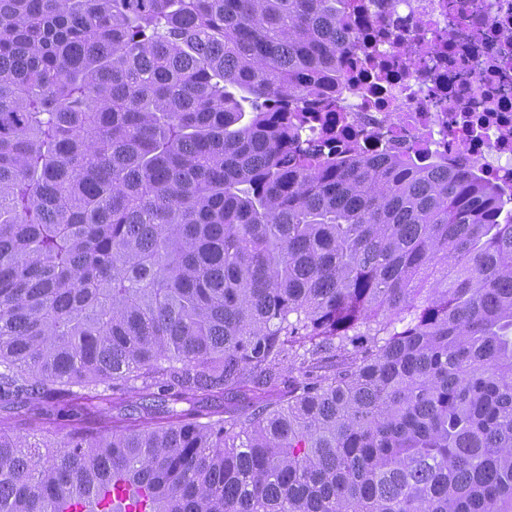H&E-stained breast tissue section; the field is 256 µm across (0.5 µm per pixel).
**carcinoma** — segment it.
<instances>
[{
	"mask_svg": "<svg viewBox=\"0 0 512 512\" xmlns=\"http://www.w3.org/2000/svg\"><path fill=\"white\" fill-rule=\"evenodd\" d=\"M350 6L0 0V408L241 398L0 427V512H512V208L301 146ZM235 402L231 400V396H211L203 394L198 396L195 400L189 403H179L176 406L177 410H187V412L194 411H222L225 406H230Z\"/></svg>",
	"mask_w": 512,
	"mask_h": 512,
	"instance_id": "cac0c4a2",
	"label": "carcinoma"
}]
</instances>
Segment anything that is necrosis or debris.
<instances>
[{
  "mask_svg": "<svg viewBox=\"0 0 512 512\" xmlns=\"http://www.w3.org/2000/svg\"><path fill=\"white\" fill-rule=\"evenodd\" d=\"M351 27L346 93L309 103L304 143L332 126L343 145L414 149L512 179V0H353Z\"/></svg>",
  "mask_w": 512,
  "mask_h": 512,
  "instance_id": "necrosis-or-debris-1",
  "label": "necrosis or debris"
}]
</instances>
